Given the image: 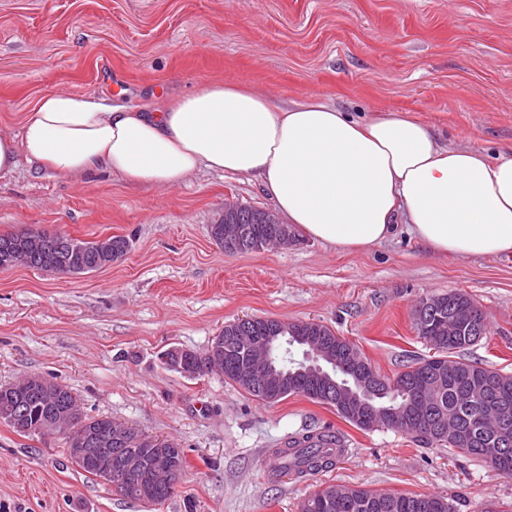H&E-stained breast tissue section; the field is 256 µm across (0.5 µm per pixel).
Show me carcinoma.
Instances as JSON below:
<instances>
[{"instance_id": "cac0c4a2", "label": "carcinoma", "mask_w": 512, "mask_h": 512, "mask_svg": "<svg viewBox=\"0 0 512 512\" xmlns=\"http://www.w3.org/2000/svg\"><path fill=\"white\" fill-rule=\"evenodd\" d=\"M261 211L244 206L231 212L226 219L245 228L242 245L237 253H250L265 248V242L276 234L275 226L258 220ZM224 219V220H226ZM219 220L217 225L224 224ZM128 241L120 236L110 238L108 246L82 241L65 234L22 232L0 235V267L9 260L42 271L57 274L80 275L96 271L120 258L127 252ZM460 306L471 308L482 329H487L483 311L463 292L433 294L421 299L415 307V327L418 335L440 352L436 367H428L415 359L394 377L382 376L393 387L374 401L392 406L401 412L398 431L412 435L427 447L449 448L478 459L494 470L512 474V435L509 444L503 443L499 426L488 412L507 405L512 408V372L491 369L482 364L456 356V352L475 344L468 336L469 329H448L454 313ZM269 320L258 319L243 331L234 323L224 326V358L231 367L247 360V350L241 346L242 336H266ZM313 402L336 409L340 418L361 430L369 429L363 413H352L337 408L336 402L321 394L320 384L304 381L288 391ZM427 402L438 422L454 421L466 438L425 435L405 409L416 412ZM15 410L25 416L27 434L39 435V422L56 410L71 411L68 421L56 430L63 435L66 447H71L74 436L81 432L100 435L112 434V421L83 415L72 395L55 382L33 376L16 389L0 391V407ZM327 435L307 430L292 445L277 451L276 464L282 473L302 475L328 469L335 465L336 457L324 448ZM300 512H455L447 498L429 494H402L381 492L360 487L334 489V498L327 499L315 492L305 498Z\"/></svg>"}]
</instances>
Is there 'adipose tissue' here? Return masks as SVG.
<instances>
[{
	"instance_id": "1",
	"label": "adipose tissue",
	"mask_w": 512,
	"mask_h": 512,
	"mask_svg": "<svg viewBox=\"0 0 512 512\" xmlns=\"http://www.w3.org/2000/svg\"><path fill=\"white\" fill-rule=\"evenodd\" d=\"M23 160L133 186H175L202 168L251 176L289 225L343 252L402 224L436 254L512 256V149L448 146L410 112L359 119L318 96L284 109L245 81L203 80L156 107L53 93L0 135V180Z\"/></svg>"
}]
</instances>
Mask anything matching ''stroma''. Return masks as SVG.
Instances as JSON below:
<instances>
[{
    "mask_svg": "<svg viewBox=\"0 0 512 512\" xmlns=\"http://www.w3.org/2000/svg\"><path fill=\"white\" fill-rule=\"evenodd\" d=\"M248 80L283 107L320 96L365 117L411 111L449 145L512 148V0H0V133L49 93L116 105ZM274 210L257 179L202 169L175 186L99 171L61 179L21 162L0 181V235H119L125 257L66 277L0 270V386L40 375L82 411L184 450L169 499H123L72 462L60 435L0 422V512H299L324 486L434 494L457 512H512V475L404 434L363 431L302 396L255 400L222 374L165 365L172 347L205 353L245 316L314 320L391 377L430 355L413 309L468 294L488 333L461 353L512 372V258L430 254L406 233L341 252L295 232L282 248L227 253L210 224L224 205ZM310 428L349 444L303 480L275 479L266 453Z\"/></svg>",
    "mask_w": 512,
    "mask_h": 512,
    "instance_id": "1",
    "label": "stroma"
}]
</instances>
